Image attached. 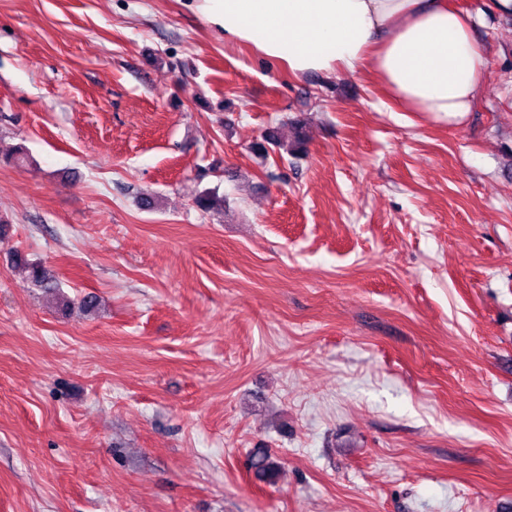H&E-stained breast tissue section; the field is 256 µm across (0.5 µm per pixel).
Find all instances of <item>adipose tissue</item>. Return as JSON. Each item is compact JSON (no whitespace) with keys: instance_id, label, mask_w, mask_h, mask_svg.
Wrapping results in <instances>:
<instances>
[{"instance_id":"adipose-tissue-1","label":"adipose tissue","mask_w":512,"mask_h":512,"mask_svg":"<svg viewBox=\"0 0 512 512\" xmlns=\"http://www.w3.org/2000/svg\"><path fill=\"white\" fill-rule=\"evenodd\" d=\"M224 36L295 76H372L405 112H471L487 61L448 0H192Z\"/></svg>"}]
</instances>
